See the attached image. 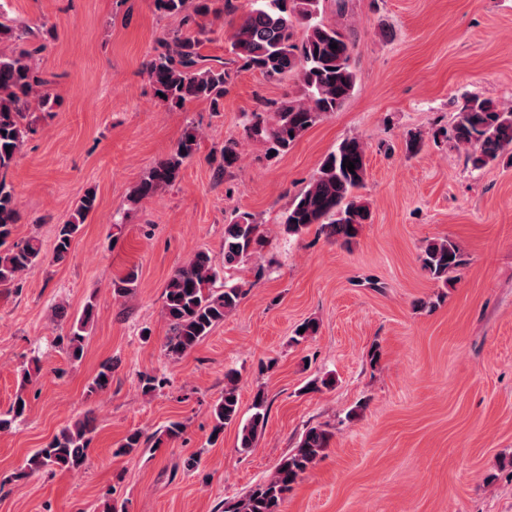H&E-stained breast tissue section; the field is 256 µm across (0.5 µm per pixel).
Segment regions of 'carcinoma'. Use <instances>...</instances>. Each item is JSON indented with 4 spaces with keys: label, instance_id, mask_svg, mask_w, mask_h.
I'll return each mask as SVG.
<instances>
[{
    "label": "carcinoma",
    "instance_id": "1",
    "mask_svg": "<svg viewBox=\"0 0 512 512\" xmlns=\"http://www.w3.org/2000/svg\"><path fill=\"white\" fill-rule=\"evenodd\" d=\"M324 0H252L248 11L230 23L231 57L219 68L201 65V39L205 19L210 13L211 0H154L158 12L182 16L189 34L177 33L157 41L155 53L146 63V72L154 92H161L160 102L172 109H182L195 100L213 105L224 97V86L233 71H257L270 80L295 77L302 95L281 103L273 111L257 108L247 114L246 136L265 148V155L281 156L322 118L337 111L351 95L356 73L353 67L354 44L336 26L323 18ZM33 31L0 23V41L14 44L10 53L0 52V287H20L22 276L44 261L39 240L31 237L8 243L13 226L19 220L16 198L6 173L20 152L33 128L27 122L29 112L38 109L49 112L56 101L46 89L47 81L33 65V56L41 47L29 48ZM337 48H331V44ZM456 145L473 147L468 161L481 169L495 161L503 152L512 150V111L498 109L492 101L470 97L457 112L452 129ZM198 147L196 130L188 131L174 152L159 161L130 192L129 200L138 204L151 198L157 190L173 184L183 162L191 158ZM238 159V142L229 139L221 151L222 167H232ZM354 163V171L343 166L344 160ZM366 177L365 149L356 138L343 140L321 161L316 173L303 192L288 206L283 215L284 232L300 236L311 227L328 239L348 244L360 227L370 219V209L358 190ZM96 208V194L85 193L65 223L59 225L55 237L54 256L60 260L70 251L72 241ZM261 225L249 213L234 215L224 225L222 259L209 251L199 250L189 262L170 277L164 291L162 312L169 323L171 336L164 350L177 358L195 347L224 321L243 296L238 286L215 288L230 271L237 270L265 245ZM422 267L436 282L448 286L453 274L462 265L457 245L449 240L426 244L421 255ZM138 274L131 270L112 281L114 297H124L137 286ZM95 305L86 303L82 316L70 327L69 333L58 337L67 354L74 360L83 356L85 329L94 316ZM112 379V364L100 365L88 384L91 394L108 388ZM238 374L224 373V393L212 406L213 434L224 427L239 423V448L246 451L254 446L262 432L268 411L265 393L255 394L252 413L244 421L239 418L237 395ZM29 409V400L20 394L9 410L0 414V432L7 431L22 420ZM92 420L85 416L63 428L28 459L26 468L15 475L23 479L35 472L57 468L61 471L78 469L89 460L93 440ZM182 425L172 422L153 435V446L176 439ZM331 434L320 427H309L296 448L285 455L269 478L238 500L224 507V512H282V505L294 484L323 455ZM148 439L135 430L129 433L113 456L138 452Z\"/></svg>",
    "mask_w": 512,
    "mask_h": 512
}]
</instances>
